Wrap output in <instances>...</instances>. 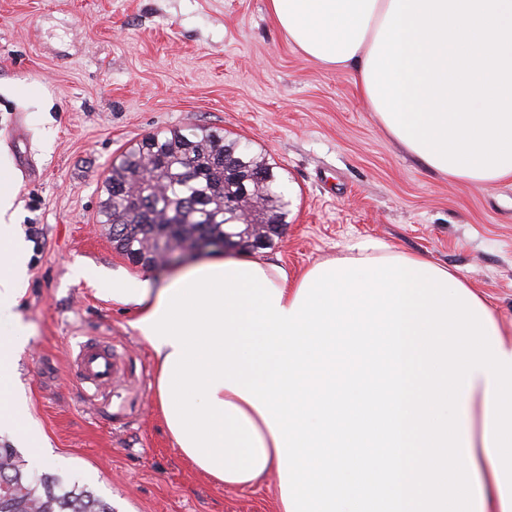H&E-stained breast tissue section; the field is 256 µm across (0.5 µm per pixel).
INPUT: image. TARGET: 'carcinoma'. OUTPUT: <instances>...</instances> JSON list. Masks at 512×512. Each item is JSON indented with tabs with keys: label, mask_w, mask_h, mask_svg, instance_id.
Segmentation results:
<instances>
[{
	"label": "carcinoma",
	"mask_w": 512,
	"mask_h": 512,
	"mask_svg": "<svg viewBox=\"0 0 512 512\" xmlns=\"http://www.w3.org/2000/svg\"><path fill=\"white\" fill-rule=\"evenodd\" d=\"M100 204L114 248L151 266L166 249L202 236H222L225 225L288 224L290 202L266 154L213 131L173 128L149 135L112 161ZM276 233L247 234L239 249L271 245ZM0 512H112L86 488L54 474L25 469L12 448H0Z\"/></svg>",
	"instance_id": "cac0c4a2"
}]
</instances>
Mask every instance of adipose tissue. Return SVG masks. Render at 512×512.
<instances>
[{"label": "adipose tissue", "instance_id": "obj_1", "mask_svg": "<svg viewBox=\"0 0 512 512\" xmlns=\"http://www.w3.org/2000/svg\"><path fill=\"white\" fill-rule=\"evenodd\" d=\"M289 43L355 69L381 127L431 171L512 178V0H268ZM289 276L209 258L116 276L183 457L280 483L284 512H512V329L471 285L374 240ZM28 287L0 238V309ZM416 449L408 458L407 449Z\"/></svg>", "mask_w": 512, "mask_h": 512}]
</instances>
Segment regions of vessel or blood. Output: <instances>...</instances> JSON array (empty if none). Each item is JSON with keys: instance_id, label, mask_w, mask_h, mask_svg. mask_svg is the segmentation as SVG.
Segmentation results:
<instances>
[{"instance_id": "1", "label": "vessel or blood", "mask_w": 512, "mask_h": 512, "mask_svg": "<svg viewBox=\"0 0 512 512\" xmlns=\"http://www.w3.org/2000/svg\"><path fill=\"white\" fill-rule=\"evenodd\" d=\"M70 369L97 399H109L126 378L122 357L112 344L99 337L89 336L77 343Z\"/></svg>"}]
</instances>
